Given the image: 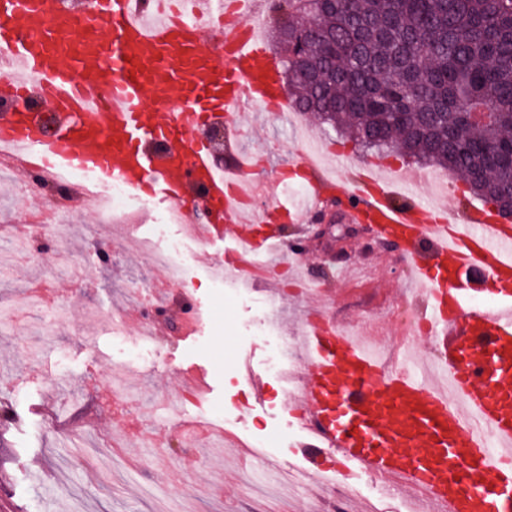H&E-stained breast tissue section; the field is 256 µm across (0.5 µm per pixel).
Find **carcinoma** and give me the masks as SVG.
Here are the masks:
<instances>
[{
  "instance_id": "carcinoma-1",
  "label": "carcinoma",
  "mask_w": 512,
  "mask_h": 512,
  "mask_svg": "<svg viewBox=\"0 0 512 512\" xmlns=\"http://www.w3.org/2000/svg\"><path fill=\"white\" fill-rule=\"evenodd\" d=\"M277 23L307 31L299 111L512 210V0H288Z\"/></svg>"
}]
</instances>
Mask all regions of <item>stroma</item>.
I'll list each match as a JSON object with an SVG mask.
<instances>
[{
    "label": "stroma",
    "mask_w": 512,
    "mask_h": 512,
    "mask_svg": "<svg viewBox=\"0 0 512 512\" xmlns=\"http://www.w3.org/2000/svg\"><path fill=\"white\" fill-rule=\"evenodd\" d=\"M305 127L352 166L382 165L410 180L422 170L409 158H378L317 121ZM240 146L266 155L258 181L285 174L289 195L300 194L301 144L292 125L267 113L262 139L247 136ZM63 228L76 248L67 254L69 267L54 274V302L27 294L52 274V253L27 252L20 235L0 250V504L9 512H325L337 494L367 503L371 512H400L403 494H381L343 463L332 468L339 478L334 492L319 496L309 483L290 497L241 488L243 471L260 464L241 452L240 442L262 436L269 458L300 470L297 449L308 433L298 411H287L284 384L269 371L268 342L257 331L256 303L267 297L266 287L254 284V298L246 301L233 277L220 289L208 280L207 263L231 260L232 240L211 242L205 253L197 242L187 244L194 260L186 285L165 288L158 299L175 327L156 337L144 372L127 365L138 334L125 303L141 262L137 232L102 226L99 239L112 254L104 263L75 215L66 216ZM315 229L304 221L278 226L299 241L310 274L335 289L330 314L338 324L365 322L376 336L393 335L406 306L399 247L375 244L365 233L328 264L330 250L315 239ZM116 315L126 321L120 336L112 333ZM116 379L134 402L143 396L175 401L190 388L206 401L166 420L144 406L134 418L99 398L101 386ZM209 421L235 445L193 435V427Z\"/></svg>",
    "instance_id": "1"
}]
</instances>
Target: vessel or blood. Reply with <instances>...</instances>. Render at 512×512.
Returning a JSON list of instances; mask_svg holds the SVG:
<instances>
[{
	"instance_id": "b4317fda",
	"label": "vessel or blood",
	"mask_w": 512,
	"mask_h": 512,
	"mask_svg": "<svg viewBox=\"0 0 512 512\" xmlns=\"http://www.w3.org/2000/svg\"><path fill=\"white\" fill-rule=\"evenodd\" d=\"M91 20L61 0H0V49L7 85L42 79L57 132L29 112L0 113V140L59 168L94 172L164 204L196 208L186 187L207 195L218 220L208 240L235 231L237 259L255 256V228L316 213L338 196L339 222L372 224L401 243L402 261L425 300L440 345L435 380L402 359L389 363L328 317L304 331L305 370L296 403L310 442V475L339 456L360 473L428 499L435 512H512V225L488 205L458 211L420 198L417 185L366 169L356 183L303 162L304 195L268 203L243 218L240 194L219 169L198 121L249 110L283 111L279 59L257 29L271 0H89ZM484 274L498 286L494 308L463 303L462 279Z\"/></svg>"
}]
</instances>
